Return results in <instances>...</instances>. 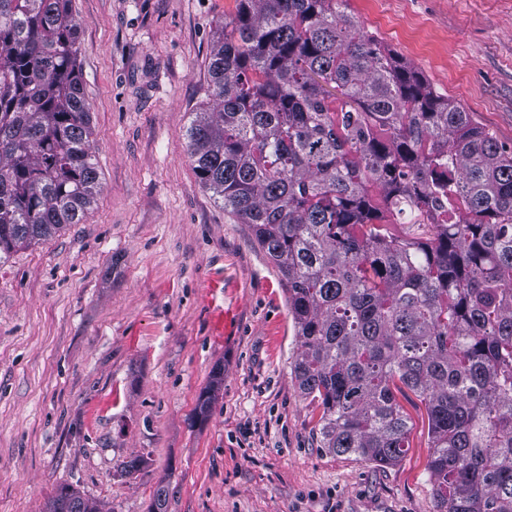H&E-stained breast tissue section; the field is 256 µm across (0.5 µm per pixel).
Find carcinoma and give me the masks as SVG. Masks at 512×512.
<instances>
[{
  "label": "carcinoma",
  "mask_w": 512,
  "mask_h": 512,
  "mask_svg": "<svg viewBox=\"0 0 512 512\" xmlns=\"http://www.w3.org/2000/svg\"><path fill=\"white\" fill-rule=\"evenodd\" d=\"M348 0H237L188 151L288 290L321 447L379 465L424 403L440 512H512V151L438 95ZM71 0H0V263L99 193ZM422 240L395 234L394 224ZM213 370L195 419H206ZM44 512H101L60 487Z\"/></svg>",
  "instance_id": "cac0c4a2"
}]
</instances>
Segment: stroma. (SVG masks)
<instances>
[{"label":"stroma","mask_w":512,"mask_h":512,"mask_svg":"<svg viewBox=\"0 0 512 512\" xmlns=\"http://www.w3.org/2000/svg\"><path fill=\"white\" fill-rule=\"evenodd\" d=\"M235 4L72 0L100 191L81 223L0 264V512H42L62 485L106 512H149L161 486L167 512H439L414 395L397 397L413 422L397 463L322 448L281 276L195 174L187 130ZM349 9L512 149V0ZM224 380V373L221 368H216L212 372L211 383L204 389L198 398V403L195 411L196 421H204L208 415L210 405L214 399L216 390L221 386Z\"/></svg>","instance_id":"35a3bbf8"}]
</instances>
